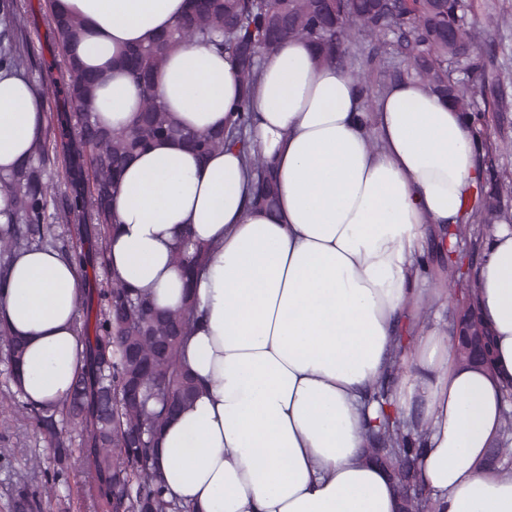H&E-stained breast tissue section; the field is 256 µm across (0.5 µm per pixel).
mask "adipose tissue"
<instances>
[{
	"label": "adipose tissue",
	"instance_id": "obj_1",
	"mask_svg": "<svg viewBox=\"0 0 512 512\" xmlns=\"http://www.w3.org/2000/svg\"><path fill=\"white\" fill-rule=\"evenodd\" d=\"M82 21L71 46L108 73L93 101L100 121L127 123L139 88L122 53L168 30L189 0H55ZM155 88L178 121L226 125L248 98L249 137L275 164L276 210L247 205L237 150L201 158L161 143L124 168L107 236L109 271L175 311L193 298L201 320L181 360L204 384L169 420L156 464L170 496L193 512H400L388 472L364 458L376 416L373 385L388 375L397 337H411L393 410L423 432L421 482L432 512H512V468L488 466L512 389V227L499 223L471 270L495 340L491 370L457 362L428 287L427 240L448 249L483 177L465 116L412 80L362 113L355 78L292 40L259 58L250 95L229 58L201 44L170 52ZM30 84L0 72V174L30 154L43 123ZM210 245L193 284L172 260L183 227ZM82 278L57 254L12 258L0 318L23 337L28 398L65 396L85 343L76 330ZM433 308L434 324L421 319Z\"/></svg>",
	"mask_w": 512,
	"mask_h": 512
}]
</instances>
